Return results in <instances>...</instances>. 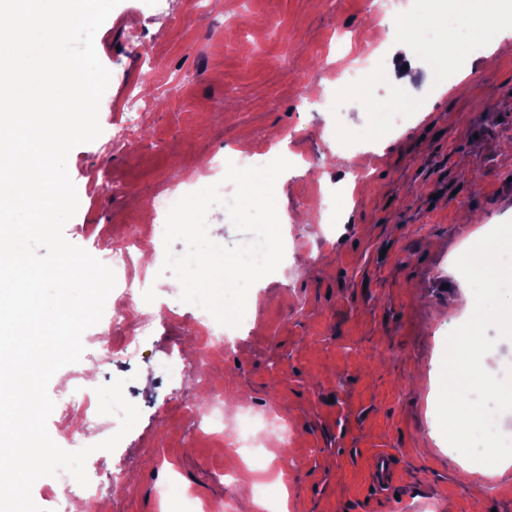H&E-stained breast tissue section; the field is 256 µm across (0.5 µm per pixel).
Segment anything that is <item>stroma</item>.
<instances>
[{
    "label": "stroma",
    "instance_id": "35a3bbf8",
    "mask_svg": "<svg viewBox=\"0 0 512 512\" xmlns=\"http://www.w3.org/2000/svg\"><path fill=\"white\" fill-rule=\"evenodd\" d=\"M379 23L374 0H224L199 14L192 0H120L95 36L111 80L99 111L101 135L72 149L67 167L83 188L66 239L149 224L155 193L206 185L199 170L226 152L268 150L296 164L275 184L288 263L256 282L249 326L211 353L206 383L171 366L168 355L198 339L197 306L181 285L146 269L157 296L177 302L128 361L98 359V327L87 329L79 362L61 368L48 392L62 404L75 377L92 387L126 381L140 418L114 451L91 454L86 472L109 492L108 512H163L191 495L219 512H257L253 492L235 495L228 478L253 483L257 469L183 416L205 391L241 396L256 418L273 411L291 443L270 440L259 454L288 487V512H512V468L494 479L463 470L432 436L430 381L439 375L443 335L470 313V287L454 263L484 232L512 220V54L460 56L468 92L435 98L416 82L407 100L434 98L425 121L381 129L353 96L320 110L314 101L339 88L346 62L401 40ZM149 96L140 150L112 149V124L128 96ZM339 133L361 136L353 160L340 159ZM363 179L353 208L332 229L318 224L331 180ZM391 456L396 479L376 487L371 457ZM126 479L119 488L117 474ZM167 497H160V488Z\"/></svg>",
    "mask_w": 512,
    "mask_h": 512
}]
</instances>
